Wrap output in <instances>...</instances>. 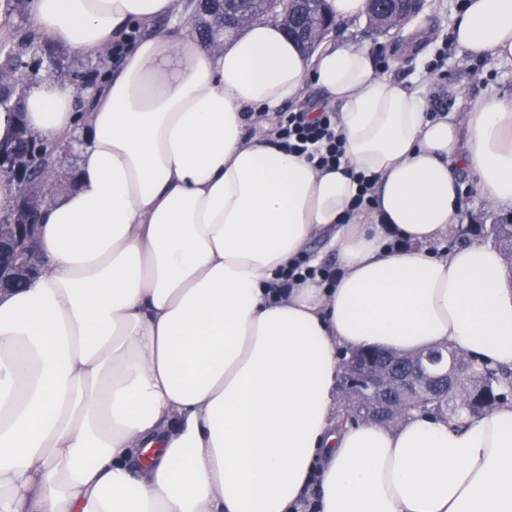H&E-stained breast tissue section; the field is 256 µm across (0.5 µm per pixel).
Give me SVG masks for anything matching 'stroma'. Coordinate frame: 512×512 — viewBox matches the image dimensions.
<instances>
[{"label": "stroma", "instance_id": "obj_1", "mask_svg": "<svg viewBox=\"0 0 512 512\" xmlns=\"http://www.w3.org/2000/svg\"><path fill=\"white\" fill-rule=\"evenodd\" d=\"M466 0H424L411 20L416 28L429 31L421 46L410 43L407 31L377 33L366 19L338 25L334 40L361 44L371 50L376 71L410 88L423 90L430 116L448 110L467 111L487 91L512 96V61L470 58L460 53L451 38V29Z\"/></svg>", "mask_w": 512, "mask_h": 512}]
</instances>
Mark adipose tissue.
<instances>
[{
    "label": "adipose tissue",
    "instance_id": "adipose-tissue-1",
    "mask_svg": "<svg viewBox=\"0 0 512 512\" xmlns=\"http://www.w3.org/2000/svg\"><path fill=\"white\" fill-rule=\"evenodd\" d=\"M175 9L31 2L32 31L71 54L125 50L84 94L44 79L24 114L0 108L2 142L21 121L84 141L41 213V274L0 293V512H295L309 494L317 512H512V404L336 414L343 350L512 370V269L489 245L442 248L463 177L512 209V97L433 118L367 46L308 57L271 20L206 46ZM452 39L512 60V0H467ZM309 82L341 106L334 170L247 131ZM316 239L335 280L285 283L320 264Z\"/></svg>",
    "mask_w": 512,
    "mask_h": 512
}]
</instances>
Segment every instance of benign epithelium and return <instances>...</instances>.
I'll list each match as a JSON object with an SVG mask.
<instances>
[{
    "mask_svg": "<svg viewBox=\"0 0 512 512\" xmlns=\"http://www.w3.org/2000/svg\"><path fill=\"white\" fill-rule=\"evenodd\" d=\"M421 6L422 0H410L406 11L387 16L386 29L401 28L419 13ZM300 24L306 38L303 51L307 54L313 51L319 39L335 28V23L322 15L310 14L305 7L301 8ZM0 173L10 191L23 200L19 207L0 215V224L11 227L10 237L0 238V270L9 271L5 278H0V284H13L30 280L41 272L42 260L34 250L33 240L38 214L46 199L30 188L28 174L12 163V153L1 146ZM341 368L342 388L358 382L369 389L374 399L367 415L369 419H390L406 411L404 391L411 385H421L428 392L441 390L452 394L470 375L461 358L450 356L443 362L432 354L410 359L394 352L381 359H370L354 353L341 363Z\"/></svg>",
    "mask_w": 512,
    "mask_h": 512,
    "instance_id": "1",
    "label": "benign epithelium"
}]
</instances>
